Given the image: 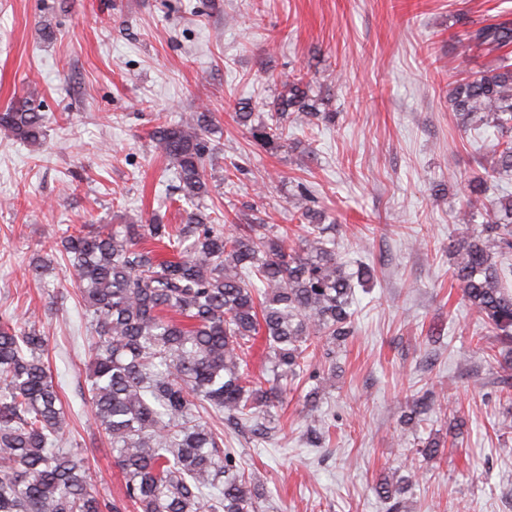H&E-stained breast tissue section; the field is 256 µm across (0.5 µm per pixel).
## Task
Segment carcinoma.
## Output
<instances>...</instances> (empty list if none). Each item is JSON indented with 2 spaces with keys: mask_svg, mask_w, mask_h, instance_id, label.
Segmentation results:
<instances>
[{
  "mask_svg": "<svg viewBox=\"0 0 512 512\" xmlns=\"http://www.w3.org/2000/svg\"><path fill=\"white\" fill-rule=\"evenodd\" d=\"M464 55L501 51L500 61L448 84V102L463 129L491 126L492 173L512 176V20L483 23L458 41ZM303 76L282 82L270 112L235 105L234 119L267 152L281 147L285 119L307 127L335 121ZM41 100L30 92L0 111V130L30 146L44 137ZM214 119L192 112L150 133L155 151L176 170L179 196L191 206L175 232L159 215L124 216L119 224L65 232L69 261L90 316L89 395L95 423L112 445L125 501L102 498L83 458L61 447L68 436L62 401L49 371L47 338L34 324L0 320V512H260L262 492L224 450V432L205 414L264 435L257 419L282 398L281 382L309 372L353 335L355 288L375 268L352 270L336 251L327 214L308 192L294 208L305 232L288 247V229L224 225L203 210L211 194L206 159ZM486 179L467 180L453 215L474 221ZM169 251L163 258L157 249ZM452 279L462 299L512 357V194L490 203L479 228L452 241ZM267 350L268 379L256 381L244 356L257 339Z\"/></svg>",
  "mask_w": 512,
  "mask_h": 512,
  "instance_id": "cac0c4a2",
  "label": "carcinoma"
}]
</instances>
